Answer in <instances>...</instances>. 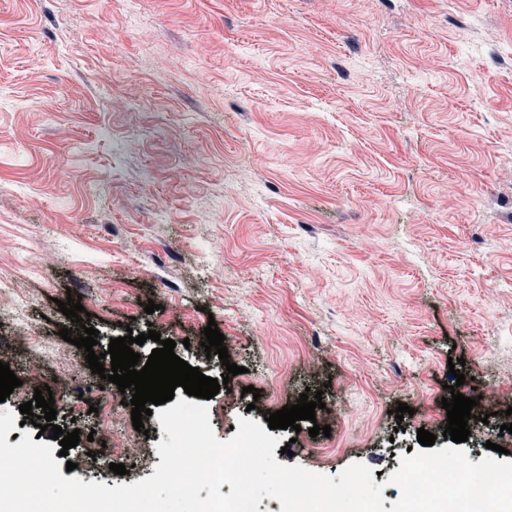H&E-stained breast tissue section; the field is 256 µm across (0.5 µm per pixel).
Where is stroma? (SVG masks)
<instances>
[{
	"label": "stroma",
	"mask_w": 512,
	"mask_h": 512,
	"mask_svg": "<svg viewBox=\"0 0 512 512\" xmlns=\"http://www.w3.org/2000/svg\"><path fill=\"white\" fill-rule=\"evenodd\" d=\"M1 279L26 307L0 315L22 381L0 413L48 445L20 404L51 388L66 431L80 412L58 463L82 482L151 477L167 435L60 337L71 293L95 352L153 329L228 378L219 440L321 392L277 462H364L386 503L418 429L451 446V386L500 382L463 447L512 451V0H0ZM212 320L242 374L200 346ZM117 437L145 457L123 476L96 459Z\"/></svg>",
	"instance_id": "35a3bbf8"
}]
</instances>
